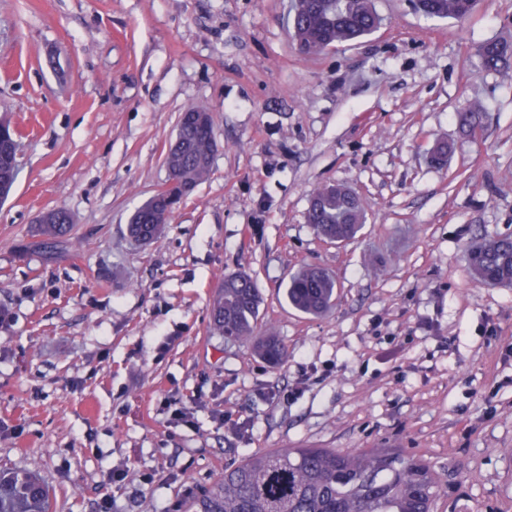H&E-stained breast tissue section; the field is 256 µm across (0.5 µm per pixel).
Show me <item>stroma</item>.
Instances as JSON below:
<instances>
[{
	"label": "stroma",
	"instance_id": "1",
	"mask_svg": "<svg viewBox=\"0 0 512 512\" xmlns=\"http://www.w3.org/2000/svg\"><path fill=\"white\" fill-rule=\"evenodd\" d=\"M374 6L375 32L306 56L287 0H0V118L21 143L0 204V472L36 473L57 512H184L257 452L399 448L434 466V512H512V287L465 260L512 236V72L478 56L512 39V0L462 21ZM191 106L214 116L212 171L138 245L128 218ZM330 183L366 212L339 245L306 219ZM56 207L73 230L49 257L35 219ZM304 265L336 277L319 316L283 297ZM240 271L280 366L210 330Z\"/></svg>",
	"mask_w": 512,
	"mask_h": 512
}]
</instances>
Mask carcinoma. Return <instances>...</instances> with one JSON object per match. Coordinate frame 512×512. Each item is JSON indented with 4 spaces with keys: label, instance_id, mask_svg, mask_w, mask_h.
Masks as SVG:
<instances>
[{
    "label": "carcinoma",
    "instance_id": "obj_1",
    "mask_svg": "<svg viewBox=\"0 0 512 512\" xmlns=\"http://www.w3.org/2000/svg\"><path fill=\"white\" fill-rule=\"evenodd\" d=\"M420 13L463 20L478 8V0H415ZM381 24L373 0H301L291 24L300 52L318 55L372 33ZM488 69H512V40L493 39L478 50ZM203 107H191L179 117L176 135L165 156L171 179L178 182L169 198L150 197L130 216L131 239L148 244L161 237L175 207L183 200L182 186L195 188L212 168L217 150L212 113L201 120ZM307 221L316 234L330 241H351L365 224L361 198L341 184L316 190ZM72 230L70 213L50 210L41 224L45 240L39 246L51 254L58 239ZM473 277L487 285L512 286V237H489L466 254ZM335 277L318 266H304L289 277L284 298L293 309L318 315L336 300ZM262 297L245 272L224 276L211 308L213 332L228 341L248 343L272 365L288 352L279 339L258 332ZM438 477L430 463L392 448H287L254 454L224 469L211 489L197 496L187 512H434ZM48 488L33 473L0 475V512H53Z\"/></svg>",
    "mask_w": 512,
    "mask_h": 512
}]
</instances>
